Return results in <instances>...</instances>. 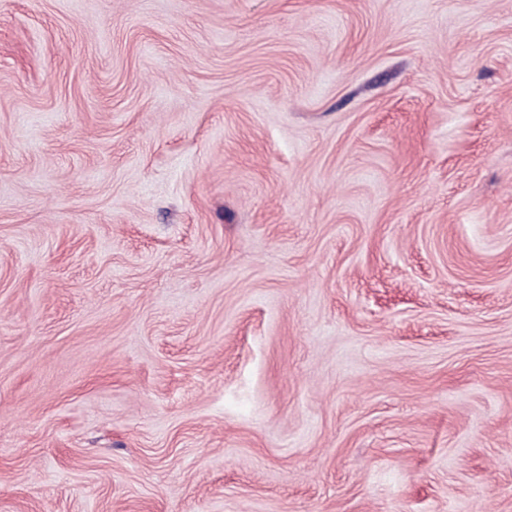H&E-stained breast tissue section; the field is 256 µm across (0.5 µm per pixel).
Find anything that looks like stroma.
<instances>
[{"mask_svg": "<svg viewBox=\"0 0 512 512\" xmlns=\"http://www.w3.org/2000/svg\"><path fill=\"white\" fill-rule=\"evenodd\" d=\"M0 512H512V0H0Z\"/></svg>", "mask_w": 512, "mask_h": 512, "instance_id": "obj_1", "label": "stroma"}]
</instances>
